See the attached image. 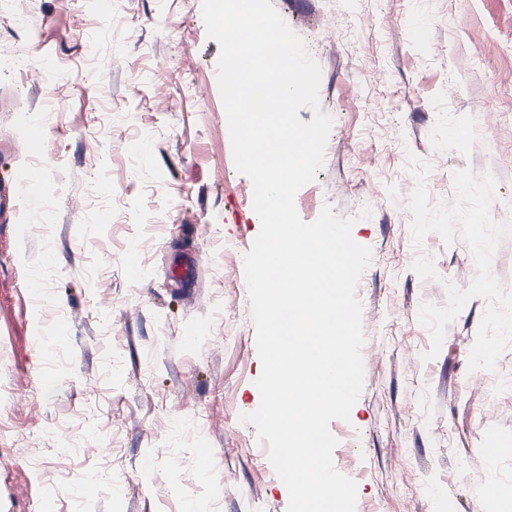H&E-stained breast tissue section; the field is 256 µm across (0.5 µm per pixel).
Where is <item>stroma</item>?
<instances>
[{"label":"stroma","mask_w":512,"mask_h":512,"mask_svg":"<svg viewBox=\"0 0 512 512\" xmlns=\"http://www.w3.org/2000/svg\"><path fill=\"white\" fill-rule=\"evenodd\" d=\"M271 2L319 63L333 121L298 214L332 205L372 252L356 290L364 388L330 424L356 512H512V348L496 371H470L489 305L474 296L426 359L421 304L444 305L445 283L467 288L477 267L459 238L414 247L407 168L428 163L421 181L445 205L456 171L491 173V215L512 220V0ZM1 47L51 80L0 72V512H41L47 489L54 512H287L266 444L240 420L262 371L244 269L259 227L202 0H114L108 15L99 0H0ZM456 128L468 138L449 141ZM32 166L39 185L17 195ZM421 255L436 278L414 271ZM201 448L206 479L191 464Z\"/></svg>","instance_id":"1"}]
</instances>
